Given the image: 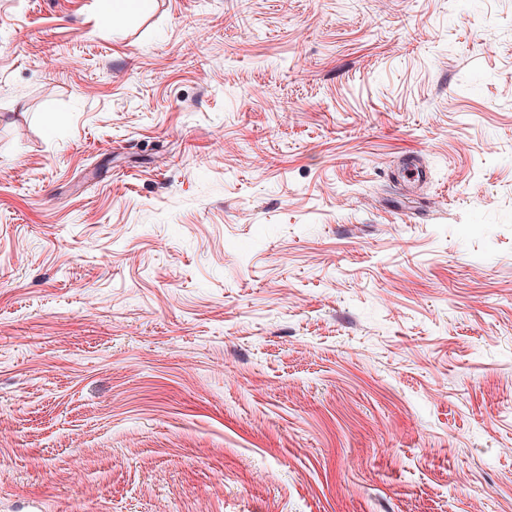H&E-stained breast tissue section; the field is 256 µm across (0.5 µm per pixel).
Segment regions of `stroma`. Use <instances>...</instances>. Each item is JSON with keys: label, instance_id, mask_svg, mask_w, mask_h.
<instances>
[{"label": "stroma", "instance_id": "stroma-1", "mask_svg": "<svg viewBox=\"0 0 512 512\" xmlns=\"http://www.w3.org/2000/svg\"><path fill=\"white\" fill-rule=\"evenodd\" d=\"M0 512H512V0H0Z\"/></svg>", "mask_w": 512, "mask_h": 512}]
</instances>
